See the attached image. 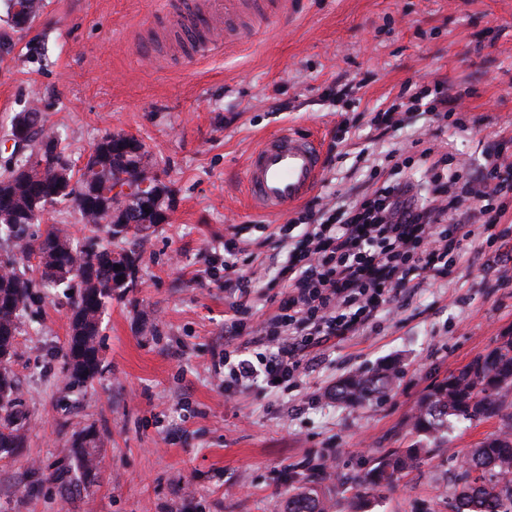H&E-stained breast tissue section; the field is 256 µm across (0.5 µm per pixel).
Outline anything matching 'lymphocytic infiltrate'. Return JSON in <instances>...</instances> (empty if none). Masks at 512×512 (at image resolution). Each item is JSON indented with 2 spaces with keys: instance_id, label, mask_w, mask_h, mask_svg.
<instances>
[{
  "instance_id": "lymphocytic-infiltrate-1",
  "label": "lymphocytic infiltrate",
  "mask_w": 512,
  "mask_h": 512,
  "mask_svg": "<svg viewBox=\"0 0 512 512\" xmlns=\"http://www.w3.org/2000/svg\"><path fill=\"white\" fill-rule=\"evenodd\" d=\"M421 143H405L420 152L421 183L391 151L371 166L375 173L392 167L391 178L300 211L301 241L278 274L286 293L277 311L256 326L237 318L225 325L226 335L249 337L254 347L225 351V389L240 392L258 380L272 391L291 385L321 338L361 335L405 290L447 274L477 237L495 240L512 193V154L488 155L476 181L454 154L437 156Z\"/></svg>"
}]
</instances>
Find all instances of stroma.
I'll return each mask as SVG.
<instances>
[{
  "label": "stroma",
  "mask_w": 512,
  "mask_h": 512,
  "mask_svg": "<svg viewBox=\"0 0 512 512\" xmlns=\"http://www.w3.org/2000/svg\"><path fill=\"white\" fill-rule=\"evenodd\" d=\"M182 0H43L26 29L0 0V139L16 113L38 106L71 159L108 132L139 139L173 192L162 223L140 240L134 285L113 297L98 338L103 374L73 384L61 348L70 304L35 289L22 313L12 371L27 414L19 454L0 456V512H281L298 487L333 465L330 495L357 512H451L467 448L500 419L456 422L448 442L392 489L358 496L382 452L416 441L412 416L428 390L512 334V210L494 243L476 240L447 277L404 293L364 335L312 348L295 386L224 391V321L274 313L287 261L279 226L296 209L249 208L243 170L260 139L293 128L317 137L335 167L315 192L363 185L368 158L414 133L433 150L465 155L481 177L484 153L512 152V0H292L286 16L249 42L194 60L190 48L145 57L141 41ZM442 85L463 97L469 133L428 136L430 112L399 111L377 137L367 121L399 97ZM347 121V140L336 136ZM259 272L245 298L224 286V242ZM386 395L338 401L340 379L389 364ZM98 440L91 481H54L83 429Z\"/></svg>",
  "instance_id": "1"
}]
</instances>
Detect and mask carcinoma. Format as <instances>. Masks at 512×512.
I'll return each instance as SVG.
<instances>
[{
    "mask_svg": "<svg viewBox=\"0 0 512 512\" xmlns=\"http://www.w3.org/2000/svg\"><path fill=\"white\" fill-rule=\"evenodd\" d=\"M42 0H7L34 21ZM24 133L31 143L20 163L8 162L0 171V453L12 455L23 447L27 418L20 409L10 369L21 311L34 288H74L70 297V336L62 349L73 382L87 385L101 374L98 336L101 315L112 292L133 282L138 255L129 239L159 224L170 208L165 187L147 160L137 138L110 132L91 149L81 168L65 155L42 113L32 107L18 113L9 135ZM147 182V196L116 200L112 183ZM67 202L88 231L83 241L65 225L46 223L48 207ZM150 212H145V209ZM36 224L45 225L33 231ZM35 259V267L26 261ZM121 269H115V266ZM397 375L387 366L341 380L336 399L361 405L381 395ZM512 392V336L470 364L446 377L420 401L412 430L425 439L407 448L383 453L358 480L365 493L392 488L402 475L434 453L432 446L448 437V423L479 422L500 416ZM96 434L88 428L72 442L70 457L85 478L97 470ZM349 502L323 497L315 485L301 486L288 497L285 512H343ZM452 512H512V424L469 449L460 465Z\"/></svg>",
    "mask_w": 512,
    "mask_h": 512,
    "instance_id": "carcinoma-1",
    "label": "carcinoma"
}]
</instances>
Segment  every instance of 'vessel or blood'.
<instances>
[{"label": "vessel or blood", "mask_w": 512, "mask_h": 512, "mask_svg": "<svg viewBox=\"0 0 512 512\" xmlns=\"http://www.w3.org/2000/svg\"><path fill=\"white\" fill-rule=\"evenodd\" d=\"M288 0H189L171 12L170 33L191 39L193 54L205 57L224 49V36L244 40L286 15ZM322 171L318 145L309 137L285 130L268 137L249 157L244 187L250 201L280 212L302 201L316 187Z\"/></svg>", "instance_id": "vessel-or-blood-1"}]
</instances>
